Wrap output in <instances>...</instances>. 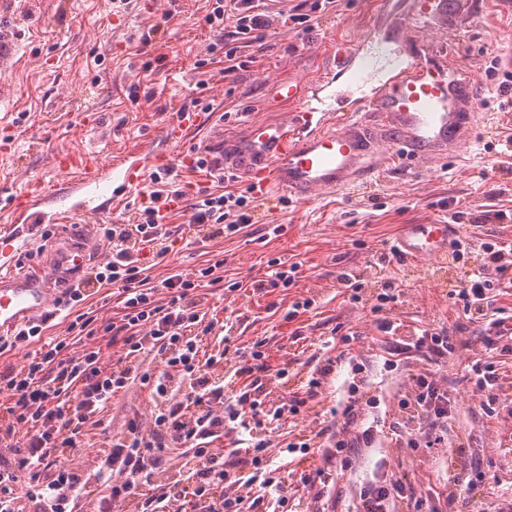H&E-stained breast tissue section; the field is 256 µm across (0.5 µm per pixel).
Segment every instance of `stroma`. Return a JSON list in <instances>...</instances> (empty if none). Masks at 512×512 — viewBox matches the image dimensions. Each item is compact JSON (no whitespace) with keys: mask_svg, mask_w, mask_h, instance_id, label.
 I'll return each instance as SVG.
<instances>
[{"mask_svg":"<svg viewBox=\"0 0 512 512\" xmlns=\"http://www.w3.org/2000/svg\"><path fill=\"white\" fill-rule=\"evenodd\" d=\"M302 2L266 0L264 9L274 23L263 50L243 51L244 67L210 81L204 92L220 113H226V120L211 117L175 145L165 141L163 129L184 103L196 97L195 85L202 75L194 63L217 39L202 20L205 0H178V16L154 36L143 56L135 47L167 9V0H131L118 14L110 12L107 0H0V25L19 34L17 63L5 77L12 102L0 107V140L11 139L14 146L12 156L0 157V225L10 221L9 198L29 181H40L49 190L67 182V175L49 164L57 153H93L111 160L126 152H167L182 182L203 184L205 174L184 167L181 153L208 148L220 139L231 145L242 142L257 120L284 121L289 108L278 99L275 83L314 79L335 55L337 43L375 42L394 50L404 62L413 51L437 58L445 38H455L461 45L453 56L456 68L483 94L477 135L460 154L402 169L394 153L386 152L370 182L302 202L277 194L259 205L254 224L242 233L207 243L197 240L189 212L174 211L169 217L174 249L150 274L159 279L174 267L190 273L206 260H223L225 280L240 282L242 288L208 291L205 306L210 317L232 324L226 365H233L237 349L260 339L266 340L272 363L294 353L297 370L304 376L319 369L326 358L334 359L312 409L296 417L297 428L317 430L333 423L344 363L350 359L362 363L371 381L382 385L383 419L388 425L399 417L398 395L411 374L430 369L447 388L453 400L448 432L470 437V447L417 453L392 444L381 450L355 447L352 469L342 476L336 473L335 461L317 451L306 467L328 473L323 496L315 497L313 489L292 476L290 498L302 499L310 512H348L356 489L384 455L395 476L407 477L415 491L425 495L442 491L449 468L463 473L470 465H479L485 474L482 486L456 499L447 512H485L487 488H512V454L502 451L503 445H512V405L496 415L486 413L465 379L468 365L489 356L483 324H468L462 334L467 349L438 361L418 352L388 373L383 369L384 335L370 305L350 303L338 293L336 275L352 271L372 281L377 255L398 239L403 225L428 224L452 213L458 216L454 236L473 245L512 241V173L502 172L499 154L502 143L512 139V112L501 109L502 102L512 103V93L497 95L503 74L493 67L496 60L512 57V0H448L445 22L415 32L404 25V7L398 0H339L336 10L313 13L307 28L290 19ZM147 60L153 63L148 71L143 68ZM135 82L151 92L150 100L128 99L126 89ZM89 108L100 115L94 129L81 122L82 112ZM491 208L504 211V219L482 223L484 211ZM273 224L283 225L281 236L269 234ZM95 230V225L76 220L56 227L49 241L32 237L31 260L52 275L54 287H69L75 280L68 272L75 250L86 249L95 264L105 256ZM279 256L301 262L297 286L271 296L254 291L252 284L264 279L268 260ZM407 264L414 277L402 283L391 319L408 330L453 327L459 311L444 290L446 262L422 257L408 259ZM307 297L315 299L316 308L295 321L268 308L274 300L287 306ZM348 333L353 336L350 344L339 341L332 350L323 348V341ZM152 409L147 388L135 385L119 393L105 414L108 432L90 430L89 447L79 456L62 458V465L93 468L108 447V434L123 430L134 416L150 422Z\"/></svg>","mask_w":512,"mask_h":512,"instance_id":"obj_1","label":"stroma"}]
</instances>
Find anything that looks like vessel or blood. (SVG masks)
<instances>
[{
  "mask_svg": "<svg viewBox=\"0 0 512 512\" xmlns=\"http://www.w3.org/2000/svg\"><path fill=\"white\" fill-rule=\"evenodd\" d=\"M443 9V0H410L407 21L413 27L426 24ZM334 82V76L327 75L305 86L280 83L277 95L290 106L286 122L252 124L243 145L217 160V172L241 174L263 201L274 190L306 200L360 180L367 172V158L385 144L417 161L456 152L481 107L480 91L459 79L444 59H414L403 66L382 49L372 66L350 83L351 99L334 102L328 93ZM363 112L381 121V134L359 122ZM318 116L324 119L319 126L314 123ZM202 122L200 113H184L166 126L164 137L170 143L181 142L186 129ZM170 163L165 153L148 158L129 155L108 165L93 154L55 155L53 168L78 170L77 179L51 192L34 185L15 195L13 219L0 229V243L12 245L40 225L67 224L75 215L97 217L104 202L124 199L139 188L148 169H164ZM448 232V224L441 220L409 224L398 244L410 257L443 258L448 254ZM56 295L45 272L18 265L11 257L0 260V335L13 334L43 316Z\"/></svg>",
  "mask_w": 512,
  "mask_h": 512,
  "instance_id": "obj_1",
  "label": "vessel or blood"
}]
</instances>
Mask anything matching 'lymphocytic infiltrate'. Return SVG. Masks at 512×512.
<instances>
[{
    "mask_svg": "<svg viewBox=\"0 0 512 512\" xmlns=\"http://www.w3.org/2000/svg\"><path fill=\"white\" fill-rule=\"evenodd\" d=\"M203 20L221 40L207 57L197 60L203 78L227 77L238 67V52L263 44L272 25L257 0H212ZM216 186L196 188L189 206L190 224L197 238L212 241L240 233L252 224L257 200L250 190L233 189L234 175H217ZM169 176L154 175L131 217L117 224L99 225L97 233L106 248L103 261L66 289L55 304L56 313H72L66 337L41 345L26 367L0 371V391H7L8 406L0 408V512H69V506L90 481L101 482L104 493L97 512H283L289 506L288 455L308 456L324 450L340 470L350 467L353 444L373 448L378 443L381 403L362 364L351 362L346 399L337 427L300 434L286 443L285 458L275 459L267 449L270 424L285 415L307 409L317 395L331 365L298 381L291 360L271 365L265 340L240 352L232 366L224 364V348L200 357L201 337L213 334L201 288L220 283L223 260H216L187 277L173 270L152 281L147 263L164 260L173 242L164 222L163 206L183 198ZM405 257L388 247L376 261L380 292L373 312L379 313L378 329L391 344L389 369L414 349L442 359L463 349L464 324L479 321L498 329L504 324L497 297L512 288V243L489 241L472 247L453 240L448 266V298L462 312L461 325L423 327L410 334L386 313L399 300L389 267L404 265ZM116 289L122 305L119 321L97 323L82 305L104 289ZM168 299L159 302L158 291ZM106 335L121 353L111 367L99 364V352L81 347L85 337ZM160 356L166 369L152 374L144 370L148 355ZM468 380L491 410L512 391V382L493 363L478 360ZM147 386L154 401L150 426L130 418L123 431L112 435L110 447L93 469L61 468L60 454H80L88 443L90 428L101 426L102 413L114 397L134 384ZM289 391L278 404H270V385ZM403 423L393 428L399 447L440 448L448 442L451 398L430 372L410 377L409 389L398 401ZM438 423V431L424 429V421ZM357 425L355 440L346 434ZM25 439H17L19 426ZM227 439L232 459L215 452L213 445ZM178 449L176 473L160 474L168 463L167 452ZM429 500L416 494L410 483L386 472L366 481L354 497L352 512H427Z\"/></svg>",
    "mask_w": 512,
    "mask_h": 512,
    "instance_id": "1",
    "label": "lymphocytic infiltrate"
}]
</instances>
